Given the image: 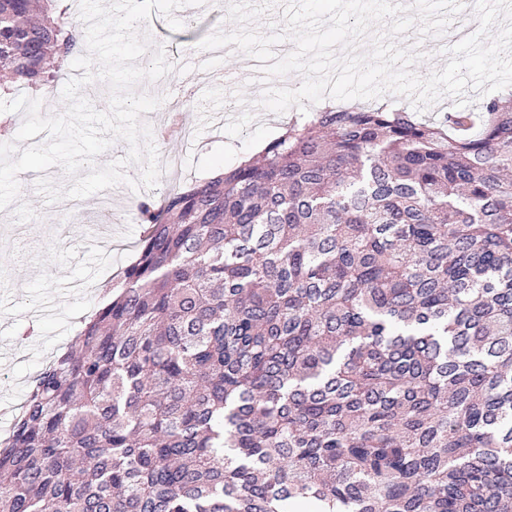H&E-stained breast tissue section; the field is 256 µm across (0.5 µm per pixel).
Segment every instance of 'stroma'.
Listing matches in <instances>:
<instances>
[{"mask_svg":"<svg viewBox=\"0 0 512 512\" xmlns=\"http://www.w3.org/2000/svg\"><path fill=\"white\" fill-rule=\"evenodd\" d=\"M196 16L199 28L194 40L175 43L171 29L160 14H152L145 29L152 44L163 47L172 72L158 81L138 84L140 92L162 97V105L144 114L150 126L163 123L175 103L172 87L188 84L181 59L197 51L198 41L212 32L233 30L220 0H205ZM204 69L230 73L226 94L207 91L195 96L182 109L185 125L195 124L200 114L222 106L225 97L236 101L235 111L225 113L222 126L196 138L189 150L179 143L158 145L164 166L157 184L132 190L130 181L139 179L141 165L125 168L127 180L112 189L113 246L96 261L82 249L88 226L98 224L97 210L73 215L70 199L47 202L35 189L38 172L18 176L20 199L35 210L28 223L14 219L12 210L0 211V434L9 429L15 407L21 406L33 378L74 342L82 320L105 302L106 293L119 283L122 269L135 261L137 243L143 231L136 220L138 202L148 198L161 202L176 186L191 180H205L209 171L236 165L242 157L257 156L276 138L287 122V114H276L257 106L255 74L243 68L238 52L205 58ZM179 155L178 167H167L171 155ZM95 263L94 277H87L88 263Z\"/></svg>","mask_w":512,"mask_h":512,"instance_id":"1","label":"stroma"}]
</instances>
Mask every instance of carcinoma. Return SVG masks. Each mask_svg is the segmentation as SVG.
I'll return each mask as SVG.
<instances>
[{
  "mask_svg": "<svg viewBox=\"0 0 512 512\" xmlns=\"http://www.w3.org/2000/svg\"><path fill=\"white\" fill-rule=\"evenodd\" d=\"M83 52L0 0V90ZM138 258L0 438V512H512V99L294 119L136 206Z\"/></svg>",
  "mask_w": 512,
  "mask_h": 512,
  "instance_id": "cac0c4a2",
  "label": "carcinoma"
}]
</instances>
